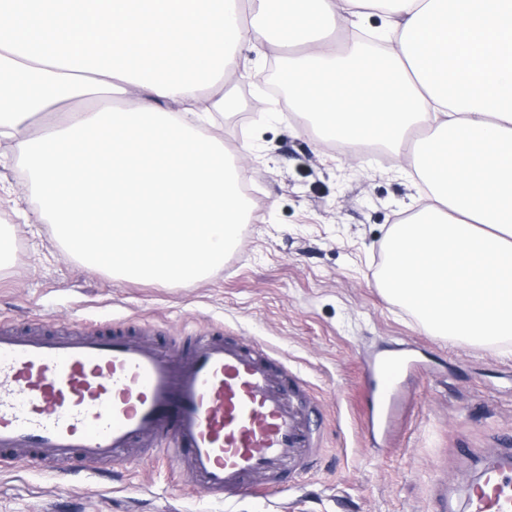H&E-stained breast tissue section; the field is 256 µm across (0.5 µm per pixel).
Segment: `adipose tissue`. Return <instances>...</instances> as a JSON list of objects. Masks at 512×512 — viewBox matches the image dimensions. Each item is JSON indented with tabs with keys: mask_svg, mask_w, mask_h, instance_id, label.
I'll return each instance as SVG.
<instances>
[{
	"mask_svg": "<svg viewBox=\"0 0 512 512\" xmlns=\"http://www.w3.org/2000/svg\"><path fill=\"white\" fill-rule=\"evenodd\" d=\"M263 15L264 29L246 15ZM379 16L383 55L336 40ZM276 35L262 41L263 30ZM290 45L300 129L408 162L417 193L393 224L386 293L437 336L512 340V0H7L0 6V138L15 141L40 208L70 248L142 279L192 281L222 264L248 203L225 161L209 89ZM118 95L123 109L71 101ZM59 113L33 137L34 116Z\"/></svg>",
	"mask_w": 512,
	"mask_h": 512,
	"instance_id": "adipose-tissue-1",
	"label": "adipose tissue"
}]
</instances>
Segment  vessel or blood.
I'll list each match as a JSON object with an SVG mask.
<instances>
[{
  "instance_id": "1",
  "label": "vessel or blood",
  "mask_w": 512,
  "mask_h": 512,
  "mask_svg": "<svg viewBox=\"0 0 512 512\" xmlns=\"http://www.w3.org/2000/svg\"><path fill=\"white\" fill-rule=\"evenodd\" d=\"M155 325L47 331L0 320V459L111 475L120 460L174 454L205 497L296 487L321 452L323 422L303 379L254 342L213 327L158 342ZM404 364L381 361L364 415L393 441ZM469 512H512V458L470 492Z\"/></svg>"
}]
</instances>
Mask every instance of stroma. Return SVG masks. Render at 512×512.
<instances>
[{
    "instance_id": "stroma-1",
    "label": "stroma",
    "mask_w": 512,
    "mask_h": 512,
    "mask_svg": "<svg viewBox=\"0 0 512 512\" xmlns=\"http://www.w3.org/2000/svg\"><path fill=\"white\" fill-rule=\"evenodd\" d=\"M226 90L236 100L221 133L250 146L245 181L261 197L240 241L202 279L132 280L111 262L71 252L40 210L39 189L14 143L0 140V222L11 225L14 258L0 273V318L59 330L80 320L135 319L166 341L223 325L265 344L297 372L323 414V452L302 489L222 503L180 481L167 455L117 466L110 480L61 478L54 467L0 460V512H467L466 493L499 448L512 446V342L471 344L432 336L385 296L377 261L411 189L389 150L372 142L347 163L336 144L297 128L267 94L268 68L252 62ZM24 208L18 219L15 208ZM416 353L396 444L373 440L360 410L370 360Z\"/></svg>"
}]
</instances>
